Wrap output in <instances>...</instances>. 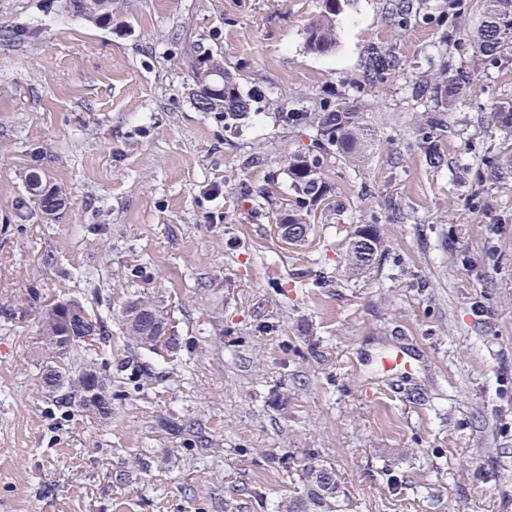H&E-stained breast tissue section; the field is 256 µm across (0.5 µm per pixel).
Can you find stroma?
<instances>
[{
  "mask_svg": "<svg viewBox=\"0 0 512 512\" xmlns=\"http://www.w3.org/2000/svg\"><path fill=\"white\" fill-rule=\"evenodd\" d=\"M386 3L341 0L336 48L316 55L321 0H112L107 25L69 0H0V512H275L312 457L351 512H512V178L462 174L512 149L490 118L512 101V56L451 50L472 87L424 129L408 86L481 0H421L402 28ZM380 42L404 68L370 83ZM198 46L253 98L236 126L194 106ZM344 92L371 144L328 164L341 212L296 248L274 231L285 159L316 131L288 115ZM35 173L64 191L53 215ZM361 224L382 247L354 271ZM136 296L174 346L127 335ZM62 301L109 328L85 345L107 421L42 385V319ZM402 345L408 376L382 365ZM359 231H364L367 236L368 240L370 241L372 247L369 248L373 251L371 259H363L362 253L358 251V245L356 244V235L359 233ZM381 238L380 234L378 233V228L376 225L373 224H364L359 227V229L355 232L353 239L350 240V247L347 254V261L349 265L353 267V269H362L363 266L369 265V263L373 260L374 255L377 254L378 250L381 248Z\"/></svg>",
  "mask_w": 512,
  "mask_h": 512,
  "instance_id": "obj_1",
  "label": "stroma"
}]
</instances>
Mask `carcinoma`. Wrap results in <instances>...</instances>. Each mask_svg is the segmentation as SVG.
I'll list each match as a JSON object with an SVG mask.
<instances>
[{"label": "carcinoma", "instance_id": "1", "mask_svg": "<svg viewBox=\"0 0 512 512\" xmlns=\"http://www.w3.org/2000/svg\"><path fill=\"white\" fill-rule=\"evenodd\" d=\"M340 0H321L318 15L305 27L306 49L314 54H327L337 45L336 14ZM73 8L90 18L101 22L112 21V0H72ZM414 0H393L391 15L399 26L408 25L416 16ZM475 57L481 61L495 62L506 55H512V0H483L482 19L477 30L469 35ZM197 56H206L210 65L201 67L194 62L195 93L193 100L202 112H217L224 115V124L229 125L245 116L250 108V96L240 90L239 83L224 69L221 59L212 53L197 49ZM401 56L391 45H372L365 58V77L374 82L403 69ZM473 81V70L465 64L441 69L435 78L420 73L412 81V97L426 104L430 116L426 125L430 128L442 122L441 113L450 111L459 97L466 92ZM493 116L499 126L512 132V101L501 102L493 108ZM288 123L293 126L313 124L316 137L311 149L288 154V188L295 196V203L279 217V223L298 229L291 236L289 244L301 247L308 238L313 207L324 201L330 186L324 175V167L329 158L334 157L348 164L360 163L366 148L368 125L364 113L354 104L349 95L340 94L336 104L322 112L288 113ZM489 175L504 179L512 169V156L484 157L480 160ZM31 196L39 201L42 211L55 212L62 201V191L58 187L46 185L42 178L33 174L28 180ZM127 330L133 339L146 347L159 342L165 334L164 317L159 310L143 300H132L126 307ZM61 320L46 315L43 320V345L48 359L43 376L44 384L52 389L55 402L70 408L76 406L99 419H106L112 413L110 395L106 394L98 402L89 399L87 377L99 374L96 364L85 360L81 367H72L78 355V348L85 337L99 339L106 333L99 319L86 317L79 326L80 337L71 344L62 340ZM325 467L320 460H312L301 469L302 487L297 495L281 501L276 512H346L348 501L337 494L341 488L338 475H333L334 484L328 490L317 486L318 474Z\"/></svg>", "mask_w": 512, "mask_h": 512}]
</instances>
